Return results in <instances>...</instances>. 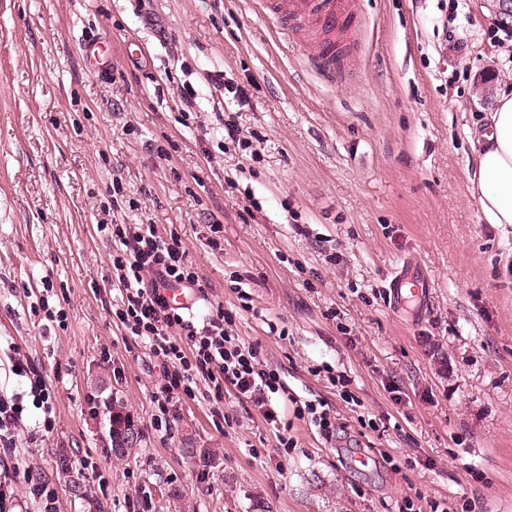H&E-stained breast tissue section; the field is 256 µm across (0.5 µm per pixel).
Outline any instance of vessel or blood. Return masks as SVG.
<instances>
[{"instance_id":"b4317fda","label":"vessel or blood","mask_w":512,"mask_h":512,"mask_svg":"<svg viewBox=\"0 0 512 512\" xmlns=\"http://www.w3.org/2000/svg\"><path fill=\"white\" fill-rule=\"evenodd\" d=\"M259 4L280 26L305 29L315 42L314 52L307 56L308 67L327 78H335L343 63L344 44L357 39L360 23L355 0H259ZM81 52L92 61L94 73H106L112 62L107 42L84 43ZM392 306L409 305L417 316L427 311V280L411 262H403L393 273L389 284Z\"/></svg>"}]
</instances>
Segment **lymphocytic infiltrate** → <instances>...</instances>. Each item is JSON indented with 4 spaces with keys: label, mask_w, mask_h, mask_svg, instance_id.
Returning <instances> with one entry per match:
<instances>
[{
    "label": "lymphocytic infiltrate",
    "mask_w": 512,
    "mask_h": 512,
    "mask_svg": "<svg viewBox=\"0 0 512 512\" xmlns=\"http://www.w3.org/2000/svg\"><path fill=\"white\" fill-rule=\"evenodd\" d=\"M111 282L119 296L112 316L129 335L145 341L163 366L154 399L168 414L174 399L204 391L223 397L225 389L257 406L278 440L277 452L293 446L282 419L288 387L278 370L263 365L257 350L232 336L223 309L195 321L189 308L170 305L167 290L196 288L199 274L177 233L161 236L152 224H112Z\"/></svg>",
    "instance_id": "f902f5d3"
}]
</instances>
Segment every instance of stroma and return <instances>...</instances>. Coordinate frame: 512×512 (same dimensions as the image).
<instances>
[{
	"mask_svg": "<svg viewBox=\"0 0 512 512\" xmlns=\"http://www.w3.org/2000/svg\"><path fill=\"white\" fill-rule=\"evenodd\" d=\"M501 4L355 0L362 32L329 84L304 66L307 33L281 34L257 0H0V395L24 405L0 447L14 484L0 512H39L38 482L60 512H396L419 494L512 512V227L482 221L470 183L481 81L512 92V41L490 38ZM98 37L112 49L103 78L80 50ZM224 110L249 150L224 143ZM116 180L139 208H113ZM111 219L177 232L203 285L196 318L231 313L290 395L335 409V438L289 409L294 446L279 456L231 389L181 397L157 427L162 367L110 312L112 242L97 224ZM405 260L429 280L422 320L389 305ZM45 301L65 326L40 318ZM15 357L43 374L51 416L12 374ZM116 410L142 435L122 460ZM190 445L212 464L184 455ZM363 449L388 459L348 468ZM79 459L83 473L67 469Z\"/></svg>",
	"mask_w": 512,
	"mask_h": 512,
	"instance_id": "35a3bbf8",
	"label": "stroma"
}]
</instances>
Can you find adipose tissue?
<instances>
[{
  "mask_svg": "<svg viewBox=\"0 0 512 512\" xmlns=\"http://www.w3.org/2000/svg\"><path fill=\"white\" fill-rule=\"evenodd\" d=\"M478 139L471 180L482 219L512 226V93L498 94Z\"/></svg>",
  "mask_w": 512,
  "mask_h": 512,
  "instance_id": "obj_1",
  "label": "adipose tissue"
}]
</instances>
